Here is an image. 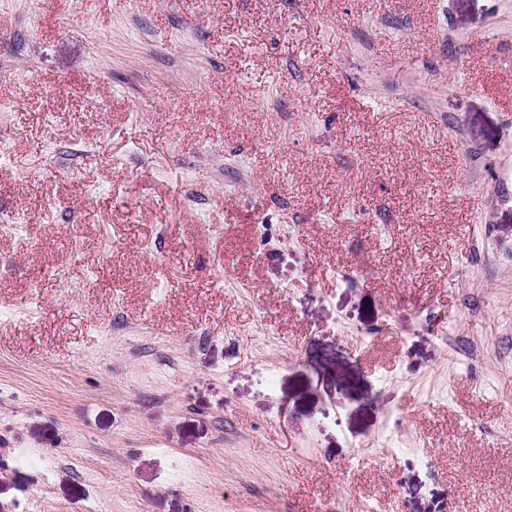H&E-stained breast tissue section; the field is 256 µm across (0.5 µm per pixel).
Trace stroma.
Instances as JSON below:
<instances>
[{"instance_id":"1","label":"stroma","mask_w":512,"mask_h":512,"mask_svg":"<svg viewBox=\"0 0 512 512\" xmlns=\"http://www.w3.org/2000/svg\"><path fill=\"white\" fill-rule=\"evenodd\" d=\"M0 512H512V0H0Z\"/></svg>"}]
</instances>
